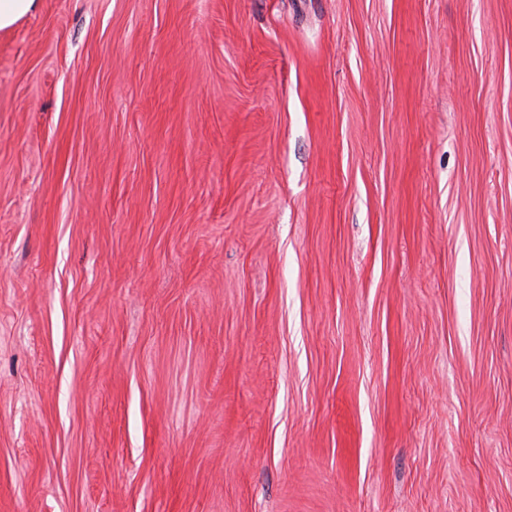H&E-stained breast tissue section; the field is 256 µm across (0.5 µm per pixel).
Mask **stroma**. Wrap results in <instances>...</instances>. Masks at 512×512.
I'll return each mask as SVG.
<instances>
[{
	"label": "stroma",
	"instance_id": "35a3bbf8",
	"mask_svg": "<svg viewBox=\"0 0 512 512\" xmlns=\"http://www.w3.org/2000/svg\"><path fill=\"white\" fill-rule=\"evenodd\" d=\"M0 512H512V0L0 31Z\"/></svg>",
	"mask_w": 512,
	"mask_h": 512
}]
</instances>
